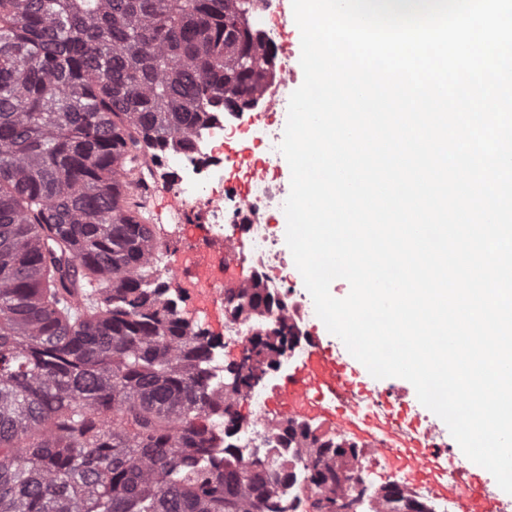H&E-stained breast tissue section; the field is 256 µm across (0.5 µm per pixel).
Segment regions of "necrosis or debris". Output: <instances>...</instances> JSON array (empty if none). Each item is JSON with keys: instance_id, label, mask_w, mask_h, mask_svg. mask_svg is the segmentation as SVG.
Returning a JSON list of instances; mask_svg holds the SVG:
<instances>
[{"instance_id": "4bbe7bcc", "label": "necrosis or debris", "mask_w": 512, "mask_h": 512, "mask_svg": "<svg viewBox=\"0 0 512 512\" xmlns=\"http://www.w3.org/2000/svg\"><path fill=\"white\" fill-rule=\"evenodd\" d=\"M248 19L277 54L284 59L289 56L280 0H253ZM290 95V66L284 62L254 93L250 109L212 113L195 133L192 150L170 154L176 169L170 194L178 204L176 216L198 222L202 228L201 235L183 238L181 246L199 250L212 264L209 286L224 310L223 336L208 353L213 385L224 386L226 348H250L256 337L273 329L285 330L288 337L287 346L266 354L261 379L241 390L239 398L250 413L223 432L221 443L234 448L240 464L257 460L266 464L275 494L288 512H308L315 488L303 446L291 437V430L305 431L329 448L346 449V456L334 460L345 476L342 493L355 494L378 469L373 465L374 451L348 431L320 428L299 416H278L268 408L269 385L314 341L309 330L312 302L297 286L299 271L281 247L272 219L287 193L273 163L284 131L274 125L272 115L283 111ZM244 134L257 142L258 152L229 149V142ZM228 226L233 229L229 235L224 232ZM243 265L248 266L249 276L228 287L225 268ZM256 283L269 296L270 306L240 311V292Z\"/></svg>"}]
</instances>
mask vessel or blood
Returning a JSON list of instances; mask_svg holds the SVG:
<instances>
[{
  "mask_svg": "<svg viewBox=\"0 0 512 512\" xmlns=\"http://www.w3.org/2000/svg\"><path fill=\"white\" fill-rule=\"evenodd\" d=\"M348 367V362L335 356L328 346L315 343L298 365L276 381L269 401L278 413L305 415L362 437L374 430L393 435L397 443L389 450L391 459L406 467L422 484L440 496L458 501L461 512H468L474 502L480 503L482 512H497L498 500L482 498V485L472 469H458L454 478H447L445 458L430 453L428 437L415 426L389 414L378 419L354 414L353 405L364 395L352 391Z\"/></svg>",
  "mask_w": 512,
  "mask_h": 512,
  "instance_id": "1",
  "label": "vessel or blood"
}]
</instances>
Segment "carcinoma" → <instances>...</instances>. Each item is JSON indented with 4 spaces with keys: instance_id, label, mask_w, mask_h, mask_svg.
<instances>
[{
    "instance_id": "obj_1",
    "label": "carcinoma",
    "mask_w": 512,
    "mask_h": 512,
    "mask_svg": "<svg viewBox=\"0 0 512 512\" xmlns=\"http://www.w3.org/2000/svg\"><path fill=\"white\" fill-rule=\"evenodd\" d=\"M245 0H0V512H286L213 448L206 332L141 272L143 166L192 146L268 51ZM224 367L231 393L253 373ZM309 458L313 512L343 499Z\"/></svg>"
}]
</instances>
